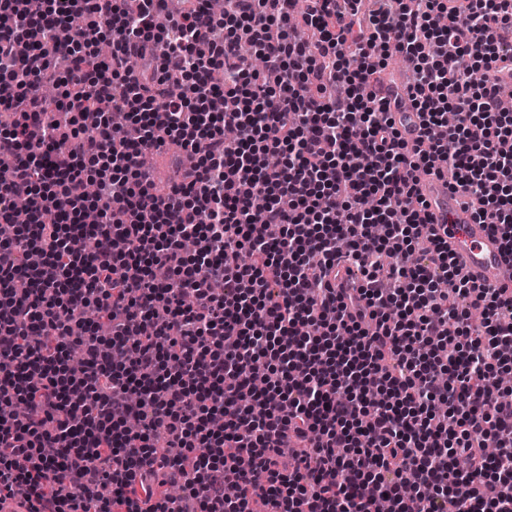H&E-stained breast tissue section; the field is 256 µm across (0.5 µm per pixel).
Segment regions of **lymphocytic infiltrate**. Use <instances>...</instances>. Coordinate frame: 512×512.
Returning a JSON list of instances; mask_svg holds the SVG:
<instances>
[{"label":"lymphocytic infiltrate","mask_w":512,"mask_h":512,"mask_svg":"<svg viewBox=\"0 0 512 512\" xmlns=\"http://www.w3.org/2000/svg\"><path fill=\"white\" fill-rule=\"evenodd\" d=\"M165 2L0 0V504L512 512V288L463 276L415 193L447 176L512 246V0ZM160 127L195 157L163 192ZM340 257L361 288L333 287ZM391 111L395 126L402 136L408 142H414L418 138L420 132L419 119L416 112H412L407 98H403V101L398 108L393 105Z\"/></svg>","instance_id":"1"}]
</instances>
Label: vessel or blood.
I'll return each mask as SVG.
<instances>
[{
    "instance_id": "1",
    "label": "vessel or blood",
    "mask_w": 512,
    "mask_h": 512,
    "mask_svg": "<svg viewBox=\"0 0 512 512\" xmlns=\"http://www.w3.org/2000/svg\"><path fill=\"white\" fill-rule=\"evenodd\" d=\"M392 117L407 141L418 138L419 119L408 103L393 108ZM418 189L426 204L429 228L447 230L448 249L462 273L480 287H504L502 273L512 267V251L505 247L489 220L479 218L477 199L433 174L424 176Z\"/></svg>"
}]
</instances>
